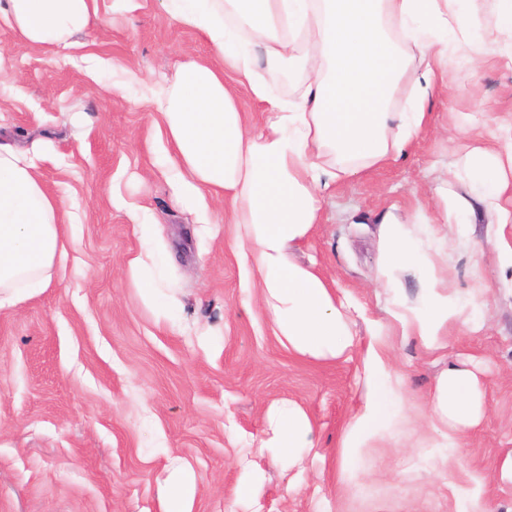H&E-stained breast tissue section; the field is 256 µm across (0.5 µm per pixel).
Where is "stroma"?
Here are the masks:
<instances>
[{
    "mask_svg": "<svg viewBox=\"0 0 512 512\" xmlns=\"http://www.w3.org/2000/svg\"><path fill=\"white\" fill-rule=\"evenodd\" d=\"M98 8L102 25L64 52L26 43L0 21V145L24 153L46 190L66 201L69 241L48 287L0 310V512H161L176 470L194 481L192 512H318L326 503L333 512H448V482L466 472L485 476L495 512H512V483L497 477L512 451V267L497 261V215L465 172L476 143L511 145L491 133L512 115V67L450 63L426 130L401 156L338 184L291 249L358 304L360 343L371 326L384 327L414 408L426 406L448 368L482 369L487 411L455 449L453 473L439 471L427 441L375 448L371 489L355 498L338 477L364 390L360 352L312 360L288 351L239 263L221 204L210 201L213 221L199 223L161 163L144 85L184 55L210 59L208 43L177 26L160 0L124 11L98 0ZM132 72L141 83L129 82ZM133 206L168 255L154 278L173 318L158 317L126 276L127 260L143 250ZM392 224L432 269L388 262ZM431 273L486 311L481 330L450 326L439 352L402 335L392 317L423 305ZM289 401L317 440L292 465L258 446L270 414ZM246 466L263 481L243 504L236 493Z\"/></svg>",
    "mask_w": 512,
    "mask_h": 512,
    "instance_id": "stroma-1",
    "label": "stroma"
}]
</instances>
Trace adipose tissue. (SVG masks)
<instances>
[{"label":"adipose tissue","instance_id":"1","mask_svg":"<svg viewBox=\"0 0 512 512\" xmlns=\"http://www.w3.org/2000/svg\"><path fill=\"white\" fill-rule=\"evenodd\" d=\"M171 7L215 57L181 58L170 78L148 88L172 179L191 205L223 202L237 256L291 352L320 360L353 352V302L314 267L295 263L290 249L308 236L337 182L402 154L424 129L451 56L475 64L489 55L512 66V0H497L493 23L480 30L467 0H171ZM0 20L29 43L67 48L100 16L97 0H0ZM268 72L296 79L293 96H272ZM237 85L265 112L259 129L247 125ZM405 85L411 102L400 111L395 100ZM468 173L499 225L512 224V212L498 206L512 193V149L472 148ZM64 210L31 162L0 148V308L17 304L22 290L48 286L65 252ZM427 294L423 308L398 320L403 335L428 349L444 348L456 322L485 321L483 308L465 310L437 277H429ZM363 365L366 390L342 441L340 481L349 489L367 481L368 451L394 443V429L408 420L404 380L381 329L371 332ZM485 413L477 375L451 368L436 382L425 431L453 448ZM260 445L295 461L316 446L312 422L297 407L278 409Z\"/></svg>","mask_w":512,"mask_h":512}]
</instances>
